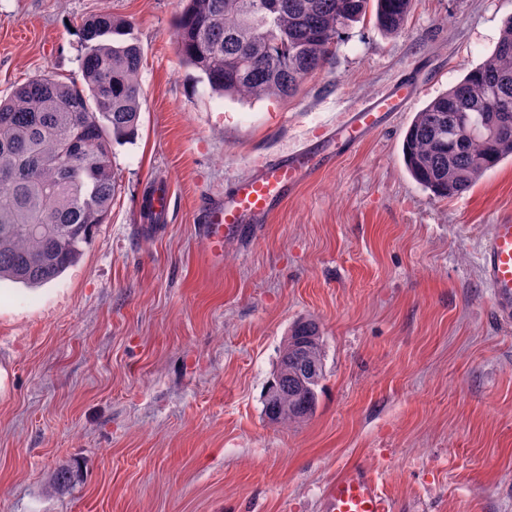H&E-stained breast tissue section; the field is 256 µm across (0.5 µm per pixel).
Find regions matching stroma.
Masks as SVG:
<instances>
[{"mask_svg": "<svg viewBox=\"0 0 512 512\" xmlns=\"http://www.w3.org/2000/svg\"><path fill=\"white\" fill-rule=\"evenodd\" d=\"M102 9L144 51L140 126L112 148V209L79 261L37 288L0 283V512H322L352 465L393 512H512V324L478 267L488 225L512 219V160L435 198L401 152L415 113L490 54L512 0H413L398 36L357 22L296 94L261 100L213 94L183 63L181 0H0V96L77 77L80 28ZM406 73V109L205 262L206 200ZM151 186L171 203L149 227ZM309 318L317 407L272 423L266 387Z\"/></svg>", "mask_w": 512, "mask_h": 512, "instance_id": "35a3bbf8", "label": "stroma"}]
</instances>
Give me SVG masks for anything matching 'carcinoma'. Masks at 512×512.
<instances>
[{
  "mask_svg": "<svg viewBox=\"0 0 512 512\" xmlns=\"http://www.w3.org/2000/svg\"><path fill=\"white\" fill-rule=\"evenodd\" d=\"M175 37L182 61L222 97H287L323 69L342 30L372 14L402 34L413 0H184ZM127 22L101 11L82 24L80 80L42 73L0 99V282L38 286L82 256L112 208V144L135 136L142 107L141 46ZM483 131L465 133L475 118ZM88 143L67 156L70 142ZM512 158V16L491 54L415 114L402 143L407 172L436 197L460 196ZM317 323L292 327L280 351L265 415L311 416L325 372L306 383L300 359ZM288 411H283V406Z\"/></svg>",
  "mask_w": 512,
  "mask_h": 512,
  "instance_id": "cac0c4a2",
  "label": "carcinoma"
}]
</instances>
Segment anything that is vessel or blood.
Masks as SVG:
<instances>
[{"label":"vessel or blood","instance_id":"1","mask_svg":"<svg viewBox=\"0 0 512 512\" xmlns=\"http://www.w3.org/2000/svg\"><path fill=\"white\" fill-rule=\"evenodd\" d=\"M413 92L411 81L396 83L385 93L350 112L324 135L320 144L265 162L238 182L224 198L205 202L198 226L203 255L208 263L224 259L226 235L243 232L246 225L264 223L315 172L331 165L337 147L353 149L382 126L389 113L402 109ZM481 278L498 317L512 321V221L492 224L479 258ZM323 512H391L378 480L364 468L351 467L325 489Z\"/></svg>","mask_w":512,"mask_h":512}]
</instances>
